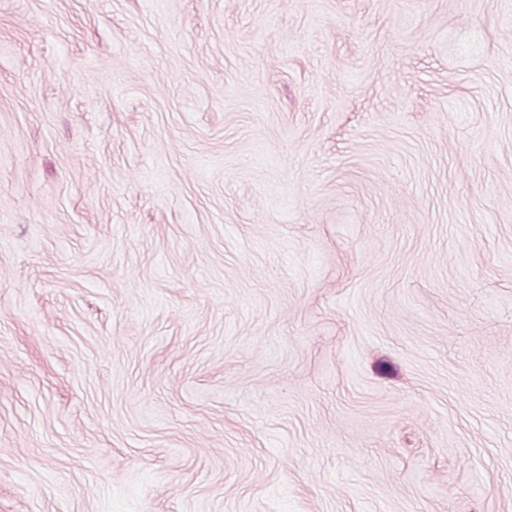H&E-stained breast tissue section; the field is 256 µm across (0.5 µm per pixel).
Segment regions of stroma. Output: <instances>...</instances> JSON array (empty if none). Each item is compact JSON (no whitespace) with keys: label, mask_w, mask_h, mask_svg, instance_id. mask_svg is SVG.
Returning <instances> with one entry per match:
<instances>
[{"label":"stroma","mask_w":512,"mask_h":512,"mask_svg":"<svg viewBox=\"0 0 512 512\" xmlns=\"http://www.w3.org/2000/svg\"><path fill=\"white\" fill-rule=\"evenodd\" d=\"M0 512H512V0H0Z\"/></svg>","instance_id":"obj_1"}]
</instances>
